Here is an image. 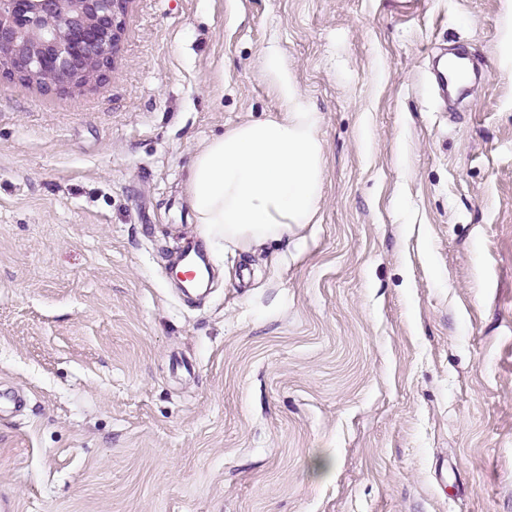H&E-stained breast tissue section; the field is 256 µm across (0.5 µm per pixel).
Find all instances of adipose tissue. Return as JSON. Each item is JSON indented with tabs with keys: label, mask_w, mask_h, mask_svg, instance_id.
Segmentation results:
<instances>
[{
	"label": "adipose tissue",
	"mask_w": 512,
	"mask_h": 512,
	"mask_svg": "<svg viewBox=\"0 0 512 512\" xmlns=\"http://www.w3.org/2000/svg\"><path fill=\"white\" fill-rule=\"evenodd\" d=\"M279 117L229 127L191 157L187 191L207 244L248 250L297 245L315 223L324 183L322 117L302 91L278 80Z\"/></svg>",
	"instance_id": "obj_1"
}]
</instances>
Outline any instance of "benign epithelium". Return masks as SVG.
Here are the masks:
<instances>
[{"label":"benign epithelium","mask_w":512,"mask_h":512,"mask_svg":"<svg viewBox=\"0 0 512 512\" xmlns=\"http://www.w3.org/2000/svg\"><path fill=\"white\" fill-rule=\"evenodd\" d=\"M132 0H0V80L48 93L93 88L110 73Z\"/></svg>","instance_id":"1"}]
</instances>
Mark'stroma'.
Returning <instances> with one entry per match:
<instances>
[{
  "label": "stroma",
  "instance_id": "1",
  "mask_svg": "<svg viewBox=\"0 0 512 512\" xmlns=\"http://www.w3.org/2000/svg\"><path fill=\"white\" fill-rule=\"evenodd\" d=\"M272 54L321 210L191 304L190 160L281 112ZM0 388L18 512H512V0H131L98 86L1 80ZM455 59L458 62L459 67L462 69L455 75L448 73V62L445 63L444 67L438 72V79L441 86L448 90V82L454 84L459 91L464 92L470 82V70L466 62V58L463 56H456Z\"/></svg>",
  "mask_w": 512,
  "mask_h": 512
}]
</instances>
